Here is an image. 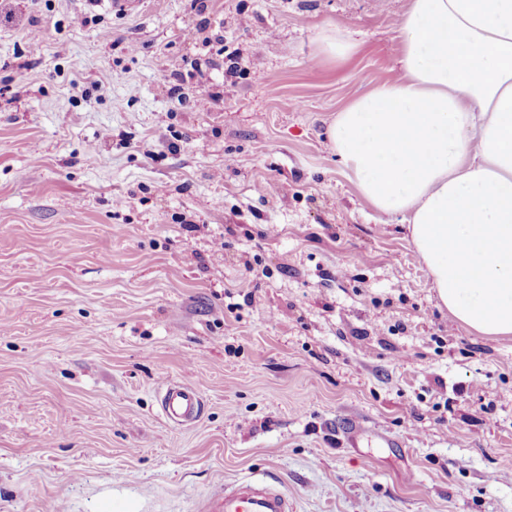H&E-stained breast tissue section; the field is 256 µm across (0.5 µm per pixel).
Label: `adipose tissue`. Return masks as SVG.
<instances>
[{"mask_svg":"<svg viewBox=\"0 0 512 512\" xmlns=\"http://www.w3.org/2000/svg\"><path fill=\"white\" fill-rule=\"evenodd\" d=\"M399 74L327 136L361 196L400 218L441 306L512 337V0H409Z\"/></svg>","mask_w":512,"mask_h":512,"instance_id":"1","label":"adipose tissue"}]
</instances>
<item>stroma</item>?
Masks as SVG:
<instances>
[{
    "instance_id": "1",
    "label": "stroma",
    "mask_w": 512,
    "mask_h": 512,
    "mask_svg": "<svg viewBox=\"0 0 512 512\" xmlns=\"http://www.w3.org/2000/svg\"><path fill=\"white\" fill-rule=\"evenodd\" d=\"M408 3L0 0V512H201L243 481L290 512H512V338L449 316L326 137L396 77ZM169 381L199 420L162 416ZM316 40L320 51L336 60L348 57L356 46L351 37L334 31H321ZM164 416L173 423L183 424L197 421L204 409L200 392L178 382L165 383L160 398Z\"/></svg>"
}]
</instances>
